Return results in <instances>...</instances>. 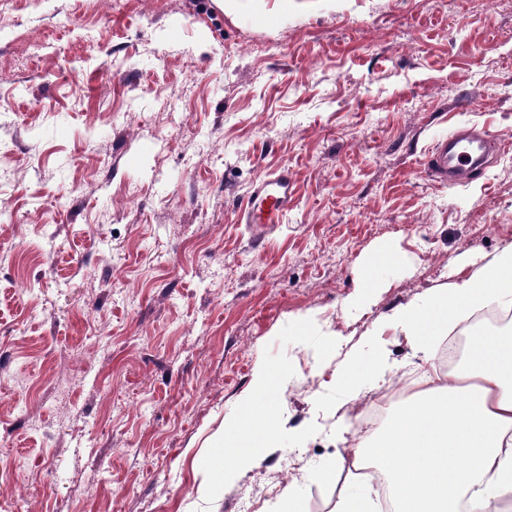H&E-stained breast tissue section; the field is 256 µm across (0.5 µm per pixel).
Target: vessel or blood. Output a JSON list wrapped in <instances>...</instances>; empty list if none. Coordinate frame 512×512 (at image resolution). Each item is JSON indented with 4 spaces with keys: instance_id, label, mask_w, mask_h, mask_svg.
<instances>
[{
    "instance_id": "vessel-or-blood-1",
    "label": "vessel or blood",
    "mask_w": 512,
    "mask_h": 512,
    "mask_svg": "<svg viewBox=\"0 0 512 512\" xmlns=\"http://www.w3.org/2000/svg\"><path fill=\"white\" fill-rule=\"evenodd\" d=\"M491 148L490 134L464 127L434 144L427 165L442 182L455 185L484 165ZM295 196L296 187L290 171L283 169L259 178L253 184L246 204L239 210L238 221L249 226L254 240H261L268 225L281 223L293 207Z\"/></svg>"
}]
</instances>
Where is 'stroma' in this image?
<instances>
[{
  "label": "stroma",
  "mask_w": 512,
  "mask_h": 512,
  "mask_svg": "<svg viewBox=\"0 0 512 512\" xmlns=\"http://www.w3.org/2000/svg\"><path fill=\"white\" fill-rule=\"evenodd\" d=\"M463 126L499 156L449 187ZM511 244L512 0H0V512H333L337 367L419 374L388 315ZM261 365L273 445L228 473ZM490 139L484 130L460 128L434 144L427 165L443 183L458 184L484 165L486 153L495 144ZM296 187L292 174L283 168L272 176L259 178L252 186L247 202L239 209L238 221L248 224L255 241L261 240L268 224H280L293 207Z\"/></svg>",
  "instance_id": "35a3bbf8"
}]
</instances>
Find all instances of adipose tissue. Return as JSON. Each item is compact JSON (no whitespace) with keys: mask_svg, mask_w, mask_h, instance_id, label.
I'll return each mask as SVG.
<instances>
[{"mask_svg":"<svg viewBox=\"0 0 512 512\" xmlns=\"http://www.w3.org/2000/svg\"><path fill=\"white\" fill-rule=\"evenodd\" d=\"M493 299L512 300V246L433 289L426 307L393 310L389 323L425 352ZM423 383L389 420L385 444L351 438V469L385 472L396 512H490L492 503H511L512 335L483 337L470 364L445 373L428 369ZM265 411L264 403L247 405L225 426V470L243 467L261 447L256 420Z\"/></svg>","mask_w":512,"mask_h":512,"instance_id":"adipose-tissue-1","label":"adipose tissue"}]
</instances>
